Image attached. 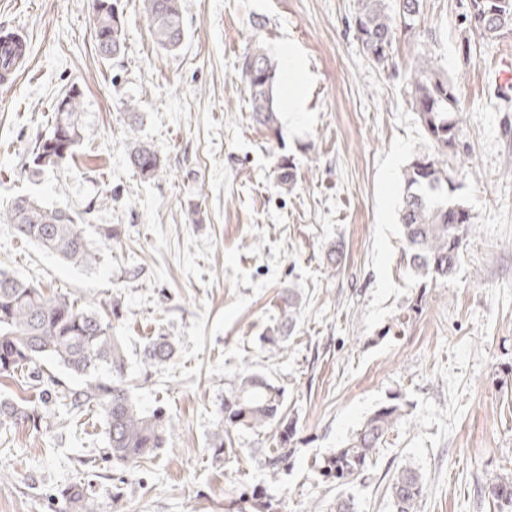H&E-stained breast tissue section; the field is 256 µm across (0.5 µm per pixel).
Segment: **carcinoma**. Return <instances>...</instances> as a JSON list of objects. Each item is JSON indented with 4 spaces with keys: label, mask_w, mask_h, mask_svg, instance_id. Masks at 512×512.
Wrapping results in <instances>:
<instances>
[{
    "label": "carcinoma",
    "mask_w": 512,
    "mask_h": 512,
    "mask_svg": "<svg viewBox=\"0 0 512 512\" xmlns=\"http://www.w3.org/2000/svg\"><path fill=\"white\" fill-rule=\"evenodd\" d=\"M180 0H143L144 15L155 45L163 50L178 49L185 39ZM93 17L96 47L108 59L124 48L122 16L113 0H98ZM422 0H397L388 11L385 0H358L353 30L364 54L383 66L392 59L397 31L409 33L421 15ZM464 31L492 43L512 38V0H468L463 16ZM240 75L252 100V117L267 133H278L280 117L275 105L278 63L260 37H255L240 58ZM409 104L416 113L433 150L414 156L402 175L404 193L398 212L408 269L419 280L446 279L456 269L464 236L473 224L470 211L451 197L457 189L448 170V157L469 150L460 140L462 100L458 81L441 71L427 56L418 58L409 91ZM80 93L72 90L61 98L51 113V132L32 151L33 168L58 167L56 158L69 159L89 138L79 124ZM128 160L140 175L151 178L162 167L154 146L135 141L128 148ZM276 176L283 185L295 179L293 165L281 158ZM0 218L12 224L15 237L43 247L69 264L89 268L97 263L98 249L91 246L74 216L49 209L36 198L15 197ZM280 322L267 329L263 342L271 350H282L291 335L299 309V298L291 291L282 293ZM122 317L116 300L110 314L91 305H82L65 294L44 292L0 271V377L18 379L24 373L36 374L39 400L56 402L68 415L93 410L101 419L107 446L101 460L112 465H128L155 455L165 447L173 426L162 410H141L130 394L125 377L127 357L121 337L115 335L112 320ZM177 352L170 336L151 339L144 349V363L158 367ZM51 357L80 379L75 389L61 390L51 375L37 374L38 361ZM224 428L214 434L211 450L221 456L233 451L232 431L237 428L280 425V447L267 456L273 472L288 465L293 450V422L284 412V390L258 372L243 374L235 388L224 395L220 405ZM404 417L398 403L382 405L363 422L342 446L323 458L320 475L345 487L366 478L377 449ZM26 424L39 431L49 427L38 406L24 399H0V427ZM425 478L416 468H400L387 486L392 512H418L424 494ZM492 499L512 504V481L496 478L489 484ZM58 512H97L88 488L66 485L57 494Z\"/></svg>",
    "instance_id": "1"
}]
</instances>
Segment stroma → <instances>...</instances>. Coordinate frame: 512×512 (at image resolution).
<instances>
[{
  "instance_id": "obj_1",
  "label": "stroma",
  "mask_w": 512,
  "mask_h": 512,
  "mask_svg": "<svg viewBox=\"0 0 512 512\" xmlns=\"http://www.w3.org/2000/svg\"><path fill=\"white\" fill-rule=\"evenodd\" d=\"M356 0H180L186 37L156 47L142 0H117L121 54L95 51V0H0V29L22 32L30 66L0 86V207L26 193L76 213L100 258L83 268L17 239L0 220V270L108 311L125 342L136 404L163 409L165 448L131 466H81L106 445L87 411L46 405L49 432L0 430V512H55L58 488L91 487L98 512H224L255 490L273 512H327L338 493L316 467L392 401L405 416L350 487L357 512H391L387 486L404 465L426 478L420 512H512L484 491L512 476V108L496 90L512 41L464 42L467 0H423L413 33L375 65L353 35ZM261 35L286 70L294 47L307 75L305 110L271 137L252 119L239 58ZM457 78L467 157L452 160L456 198L474 216L448 279L420 289L406 267L398 209L402 173L430 151L408 104L418 56ZM81 97L91 133L62 167L35 171L31 152L53 106ZM136 100L137 119L124 104ZM150 142L162 169L145 178L127 145ZM295 165L293 184L274 172ZM119 237L102 245L99 228ZM300 311L283 352L262 341L284 290ZM177 342L163 367L144 366L153 337ZM284 390L296 423L287 468L266 457L279 428H241L214 456L225 393L247 372Z\"/></svg>"
}]
</instances>
